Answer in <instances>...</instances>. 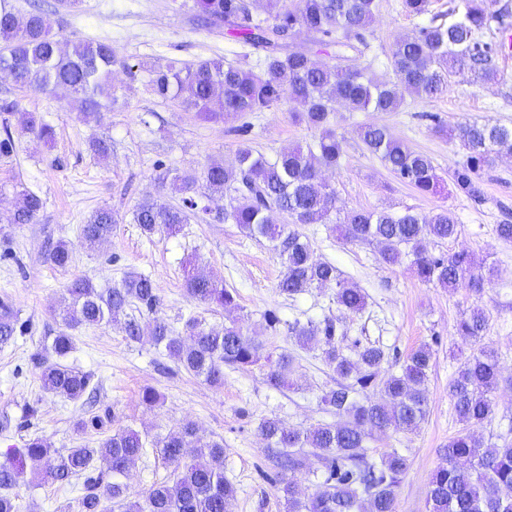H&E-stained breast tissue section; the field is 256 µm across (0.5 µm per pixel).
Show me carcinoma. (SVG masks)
I'll return each mask as SVG.
<instances>
[{
  "label": "carcinoma",
  "mask_w": 512,
  "mask_h": 512,
  "mask_svg": "<svg viewBox=\"0 0 512 512\" xmlns=\"http://www.w3.org/2000/svg\"><path fill=\"white\" fill-rule=\"evenodd\" d=\"M202 26L224 28L243 43L265 52L263 68L255 72L223 59H203L191 64L171 62L151 71L153 94L176 102L184 111L206 121L238 119L288 101L302 105L289 112L296 125L304 124L318 136L271 161L243 143L235 162L226 166L212 161L198 172L158 176L161 188L184 195L183 205L173 206L155 197L142 199L133 210V221L151 237L173 234L188 223L198 207L195 196L224 197V222L237 225L249 238H263L283 267L279 292L290 297L311 288L335 284L336 305L357 314L367 304L361 289L349 284L333 263L320 260L302 224H325L350 244L379 246V261L391 266L409 260L418 278L440 288L461 285L480 293L491 282L493 267L479 262L466 250L438 255L426 240L442 243L458 234L452 211L443 208L427 217L413 208L401 211L349 209L336 206V189L324 174L340 166L343 141L333 128L335 105L352 111L393 112L405 95L433 97L448 86L454 70H467L487 81L497 79L496 60L504 43L479 39L496 22L512 25V7L494 12L482 0H460L448 22L430 19L413 34L397 40L388 58V76L377 77L342 52L365 43V33L377 11V0H195ZM268 18H256L258 8ZM304 29L320 43L340 48L332 63H319L309 51L294 45L297 30ZM132 66L105 42L67 44L51 34L39 12L22 15L12 0H0V70L15 86L47 90L63 87L90 115L110 111L119 102L114 75ZM357 135L366 149L381 157L401 181L421 193L436 194L444 184L438 167L426 154L397 139L384 125H364ZM448 138L466 151V161L452 173L454 188L470 200H484L480 171L494 157L512 155V127L481 125L464 120L448 129ZM43 208L41 197L22 190L17 195L14 224H33ZM286 214L291 224H278L274 213ZM121 217L108 207L93 212L82 225L81 236L89 246L108 241ZM184 288L194 300L224 309L237 306V293L224 281L191 264L184 271ZM65 330L53 337L56 360L41 363L44 390L78 401L89 390L91 375L63 363L72 350L69 331L112 324L127 339H142L140 325L121 320L136 305L156 313L160 304L154 280L130 272L112 288H100L85 277L74 278L66 288ZM488 316L479 307L457 322V334L478 344L458 366L448 386L462 431L448 440L445 463L433 473L427 492L428 512H512V442L484 445L475 434L491 419L494 394L501 378L497 352L481 344ZM12 304L0 300V345L24 332ZM287 335L302 348L323 345L325 362L336 374V386L320 396V403L342 418L336 424L305 428L285 426L266 418L258 432L266 442L278 471L276 479L287 495L288 512H394L396 491L409 469L408 458L393 448L374 458L368 440L389 431L416 432L428 412L426 388L433 350L424 343L404 361L400 371L383 370L385 351L375 345L353 344L349 352L336 344L335 320L298 321L286 324ZM152 344L178 365L208 385L224 386V367L264 372L268 387L287 385L288 356L273 359L255 336L235 323L220 330L206 329L195 320L185 322L179 333L161 318H154ZM163 458L173 466L170 479L154 484L144 500H132L128 491L131 462L145 454L147 440L138 431L118 429L96 448H70L51 453L41 438L29 439L21 449L11 448L0 460V512H20L13 493L18 478L27 471L42 475L60 487L83 478L82 494L64 512H105L110 500L121 512H229L236 487L224 478V443L204 441L188 421L154 441ZM314 456L323 465L322 481L311 495L299 497L294 473Z\"/></svg>",
  "instance_id": "carcinoma-1"
}]
</instances>
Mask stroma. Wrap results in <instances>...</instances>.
I'll list each match as a JSON object with an SVG mask.
<instances>
[{
	"instance_id": "obj_1",
	"label": "stroma",
	"mask_w": 512,
	"mask_h": 512,
	"mask_svg": "<svg viewBox=\"0 0 512 512\" xmlns=\"http://www.w3.org/2000/svg\"><path fill=\"white\" fill-rule=\"evenodd\" d=\"M38 3L46 10L52 32L71 40L110 43L133 64L134 72L116 74L122 97L117 107L98 118L84 116L64 90H21L0 76V104L14 105L11 111H0V126L9 127L15 142L11 157L0 159V300H9L27 325L22 335L0 346L1 454L24 447L35 436L61 452L95 448L115 429L127 427L155 440L190 420L201 437L224 443V476L237 489L231 512H286L283 493L271 481L274 465L257 428L267 418L298 428L336 422V414L319 402L335 378L321 348L297 346L284 328L295 320L329 317L347 342L379 346L402 361L419 345L432 346L428 414L420 429L409 435L390 432L369 443L372 456L395 448L410 461L397 490L395 512H427L430 477L442 465L449 439L462 429L448 385L472 345L457 336L456 323L462 312L476 305L489 317L485 341L497 351L503 366L495 413L477 434L487 443L502 436L512 441V241L496 234L497 224L505 214H512V156L497 157L485 168L484 199L476 203L451 188L433 196L401 182L356 135L358 126L385 125L410 148L430 156L441 172L453 171L462 162L463 151L437 133L434 125L471 119L512 126V48L504 49L497 60V80L487 82L460 72L450 77L444 94L406 98L394 112H352L338 106L336 129L344 138V156L326 178L335 187L340 206L396 211L411 207L427 216L449 209L456 217L458 235L444 246L429 243V251L464 249L496 269L491 284L479 295L463 286L437 288L423 283L408 264H381L377 246L344 243L321 224L301 225L316 257L335 264L343 278L366 294L365 309L349 314L337 308L331 286L292 298L281 295L280 260L267 241L248 238L237 225L219 220L224 209L221 199L210 203L213 218L190 220L173 236H146L132 221L133 208L143 198L158 195L166 203L181 204V195L160 193L157 176L163 171H198L214 160L231 163L242 143L273 159L289 147L313 141L314 131L291 123L283 105L244 115L240 123L245 130L239 133L224 123L201 121L148 88L153 65L221 57L255 69L258 55L223 30L199 26L193 0H78L71 8L60 6L58 0H15L24 14ZM421 23V18L405 11L403 0H378L361 63L385 74L394 41L413 33ZM32 116L54 127L52 144L28 133L26 122ZM100 138L112 144L104 160L89 148L92 140ZM23 189L37 193L44 202L36 223L10 221L15 194ZM101 207L119 212L123 221L108 242L92 250L84 244L80 228ZM61 241L71 254L64 269L48 259ZM189 261L237 289V308L228 311L190 298L183 286ZM130 272L151 276L159 288L157 313L135 314L142 329H149L157 316L178 331L191 317L208 329L238 322L258 334L266 351L291 358V386L275 390L266 385L259 369L228 368L223 387L214 388L149 340L129 341L117 327L103 324L73 330V350L65 360L66 365L91 373L95 403L44 391L37 362L55 359L51 343L62 329L59 313L68 282L87 276L110 288ZM271 312L281 318V325L268 327L265 316ZM147 388L160 396L155 407L141 401ZM95 416L102 424L93 428L89 421ZM81 421L86 429H78ZM169 474L160 449H150L131 466L129 491L145 497L154 483ZM15 493L20 512H61L78 496L79 488L62 489L29 474Z\"/></svg>"
}]
</instances>
